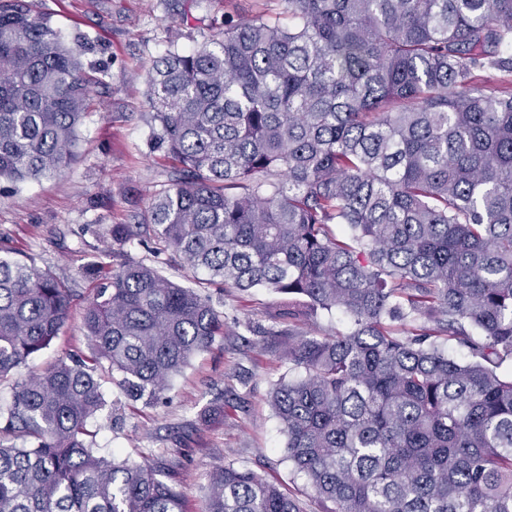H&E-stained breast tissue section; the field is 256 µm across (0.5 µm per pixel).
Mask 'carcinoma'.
I'll return each mask as SVG.
<instances>
[{"label":"carcinoma","mask_w":512,"mask_h":512,"mask_svg":"<svg viewBox=\"0 0 512 512\" xmlns=\"http://www.w3.org/2000/svg\"><path fill=\"white\" fill-rule=\"evenodd\" d=\"M279 2L288 25L226 18L149 70L151 143L172 170L145 222L107 234L153 233L205 285L284 295L274 318L291 325L348 317L322 339L288 330L269 392L325 512H512V85L479 75L512 76V0ZM89 97L48 21L0 0V180L66 170ZM71 303L50 271L0 256V379L58 337ZM83 327L89 360L19 382L0 414V512H190L156 467L96 455V364L158 400L224 319L128 260ZM201 512L302 508L222 465Z\"/></svg>","instance_id":"obj_1"}]
</instances>
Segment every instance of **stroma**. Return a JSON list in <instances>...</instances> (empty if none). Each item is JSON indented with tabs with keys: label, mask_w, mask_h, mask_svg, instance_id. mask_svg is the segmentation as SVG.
Returning a JSON list of instances; mask_svg holds the SVG:
<instances>
[{
	"label": "stroma",
	"mask_w": 512,
	"mask_h": 512,
	"mask_svg": "<svg viewBox=\"0 0 512 512\" xmlns=\"http://www.w3.org/2000/svg\"><path fill=\"white\" fill-rule=\"evenodd\" d=\"M81 55L93 80L78 158L41 182L0 183V241L12 259L53 271L76 292L71 317L48 348L0 380V412L15 387L49 363L89 351L82 324L87 302L115 265L101 229L143 220L167 181L171 163L150 147L147 74L169 50L188 51L216 38L225 15L279 17V0H28ZM133 261L155 266L185 286L183 266L157 253L152 236L123 246ZM281 295L263 288L213 293L224 333L168 382L155 403L130 397L105 379V404L91 428L99 455L162 466L193 512H200L210 471L233 465L282 483L305 512H322L308 480L282 452L280 424L268 405L271 383L287 370L280 359L284 323L274 320ZM224 417L204 421L216 393Z\"/></svg>",
	"instance_id": "stroma-1"
}]
</instances>
